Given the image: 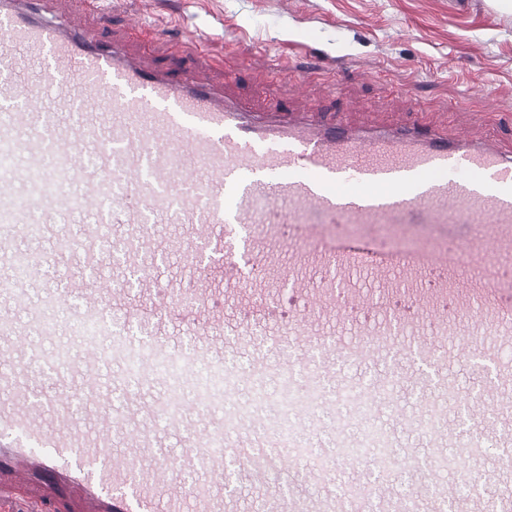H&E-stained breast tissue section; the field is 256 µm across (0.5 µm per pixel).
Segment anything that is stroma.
<instances>
[{"label": "stroma", "instance_id": "stroma-1", "mask_svg": "<svg viewBox=\"0 0 512 512\" xmlns=\"http://www.w3.org/2000/svg\"><path fill=\"white\" fill-rule=\"evenodd\" d=\"M101 6L138 13L163 32L164 47L180 32L200 37L215 64L214 78L236 75L229 91L244 108H264L270 82L267 71L242 69L244 58L265 52L289 59L311 51L321 58L324 72L336 76L340 90L332 96L324 86H315V99L309 102L293 96L289 82H282L280 92L293 111L335 112L355 127L397 126L410 118L414 103L421 100L430 117L447 120L449 129L464 128L479 138L494 135L512 146V5L505 0H101ZM488 85L495 99H483L482 89ZM191 236L188 224L158 226L157 246L144 256L150 270L181 279L194 265L185 250ZM95 249L93 269L81 253L65 269L48 260L39 289L66 288L76 274L106 285L118 280L134 291L136 278L124 261L121 240L96 244ZM208 274L216 290V310H223L228 297L245 308L268 297L302 313L308 310L286 286L224 289L223 259L213 261ZM497 345L495 367L485 369L462 359L444 374L426 369L402 387L391 407L368 416V423L384 420L391 425L394 446L409 462L408 468L396 469L389 482L393 498L412 493L430 502L449 490L454 500L446 512H459L485 488L488 473L512 484V468L501 467L499 457L500 439L512 428V335L498 337ZM284 358L279 348H244L238 337L224 339L225 367L245 376L257 364L272 367ZM427 397L437 398L454 436L475 435L484 443L482 454L460 472L433 469L434 448L413 424ZM290 418L308 433L310 448L318 451L335 448L338 439L363 434L362 426L332 398L313 413L292 410ZM381 479L378 472L359 465L336 468L330 479L313 483L291 466L257 472L231 458L224 472V504L228 512H247L274 481L284 496L306 502L336 496L350 481Z\"/></svg>", "mask_w": 512, "mask_h": 512}]
</instances>
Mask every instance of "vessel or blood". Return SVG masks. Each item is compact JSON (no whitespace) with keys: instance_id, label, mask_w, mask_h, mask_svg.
<instances>
[{"instance_id":"obj_1","label":"vessel or blood","mask_w":512,"mask_h":512,"mask_svg":"<svg viewBox=\"0 0 512 512\" xmlns=\"http://www.w3.org/2000/svg\"><path fill=\"white\" fill-rule=\"evenodd\" d=\"M94 0H0V254L11 266L27 264L26 285L0 291V512H224L216 490L229 453L267 469L269 451L289 446L287 435L249 437L217 421L219 406L168 391L147 421L112 406V366L146 376L129 353L163 354L175 366L185 353L194 364L222 363L228 336L267 335L268 307L248 311L225 304L226 322L201 320L211 290L203 265L186 288H159L142 274L137 304L127 316L140 326L113 354L108 336H74L61 316L66 294L93 298L96 284L73 280L67 293L33 298L30 289L46 254L65 259L76 240L45 226L65 215L86 216L87 240L122 234L125 261L140 271L152 246L154 224H192L190 247L224 259V285L283 283L319 312L323 325L292 319L283 336L307 338L310 349L331 346L346 359L403 346L411 356L441 364L435 337L447 336L441 304L448 289L467 285L461 312L474 335H512V300L503 258L512 257V150L487 139L416 121L384 129L351 128L335 118L278 106L249 112L213 87L198 58L199 39L182 42L168 67L151 68L129 54L142 19L129 14L123 34L107 35L106 19L87 20ZM297 91L309 94L323 74L278 63ZM383 183V197L366 194ZM429 225L434 242L396 247L352 233L363 225ZM486 225L484 236L468 226ZM49 236L50 251L18 249L19 227ZM415 288L428 322L429 342L409 337L414 322H390L384 304L368 301L367 325L338 317L339 302L365 288ZM308 377L291 382L303 407L321 403L323 388ZM394 379L367 388L341 381L337 399L360 410L394 402ZM139 440L119 448L115 423ZM181 437L180 453L146 464L164 434ZM386 424L368 438L339 441L334 456L356 460L392 447ZM293 458L314 478L328 474L326 456L307 448ZM193 475L174 481L170 469ZM382 493L368 483L348 484L341 502L300 504L281 492L266 495V512H366ZM512 487L491 484L477 496L478 512H501Z\"/></svg>"}]
</instances>
